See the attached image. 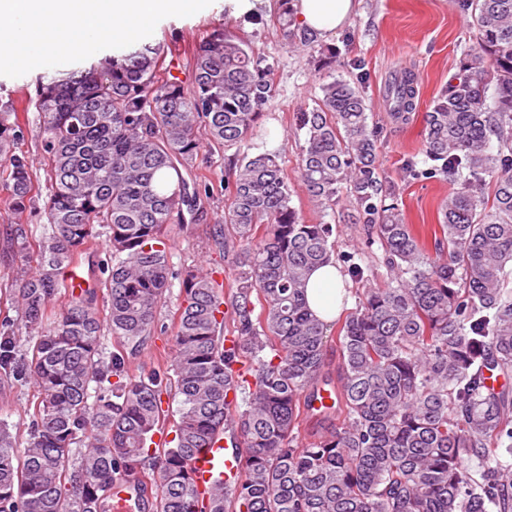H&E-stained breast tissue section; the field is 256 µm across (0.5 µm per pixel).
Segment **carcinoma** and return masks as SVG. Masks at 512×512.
I'll list each match as a JSON object with an SVG mask.
<instances>
[{"label":"carcinoma","instance_id":"carcinoma-1","mask_svg":"<svg viewBox=\"0 0 512 512\" xmlns=\"http://www.w3.org/2000/svg\"><path fill=\"white\" fill-rule=\"evenodd\" d=\"M292 0L276 23L288 47L312 43L293 27ZM476 29L459 70L425 113L421 154L403 178L456 183L440 205L434 252L413 233L395 184L377 165L383 129L361 81L336 74L331 51L321 97L296 113L305 132L299 178L322 216L346 191L366 246L379 244L385 271L365 251H337V225L306 222L279 155L248 143L275 94L272 66L250 42L213 30L193 56L186 84L143 45L39 81L50 173L35 238L6 229L17 268L14 299L29 336L21 347L0 322V381L31 383L38 400L26 447L0 419V512H112V485L154 488V512H512V393L483 384L484 371L512 372V0H459ZM414 73L385 85L389 119L410 120ZM212 146L236 148L219 184L228 197L213 238L235 252L230 292L210 273L175 268L167 226L199 220L182 170ZM17 113L0 111V181L14 216L36 187ZM105 236L104 304L94 289L70 290L63 269ZM336 258L362 286L338 328L336 423L305 443L326 366L327 326L305 301L311 272ZM180 281L173 354L163 369L128 374L127 358L157 326L165 292ZM234 334L220 335L227 317ZM117 344L112 350L108 340ZM248 391L245 400L238 393ZM177 400L170 440L154 436L163 396ZM235 445L239 473L209 489L189 463L218 435ZM486 463L481 480L469 461ZM151 470V485L143 480Z\"/></svg>","mask_w":512,"mask_h":512}]
</instances>
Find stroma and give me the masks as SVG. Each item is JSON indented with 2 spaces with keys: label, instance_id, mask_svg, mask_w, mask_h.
Instances as JSON below:
<instances>
[{
  "label": "stroma",
  "instance_id": "stroma-1",
  "mask_svg": "<svg viewBox=\"0 0 512 512\" xmlns=\"http://www.w3.org/2000/svg\"><path fill=\"white\" fill-rule=\"evenodd\" d=\"M275 9L274 0H266L258 10L259 21L247 22L231 15L224 0H215L206 13L160 20L146 42L163 47L167 69L185 82L191 79L195 50L220 27L245 37L273 66L275 98L259 118L253 142L265 151L271 148V136H278L279 143L274 148L294 191L293 203L311 223L319 222L320 215L299 180L304 133L297 129L294 116L315 106L321 95L320 50L326 46L335 48L337 58L351 64L350 69L344 70V77H363L374 119L383 129L377 156L379 168L388 180L397 182L407 223L426 249H433L439 205L453 184L446 179H403L402 165L421 149L423 117L450 76L457 72L459 45L475 38V30L457 0H358L355 12L342 27L329 36L317 38L298 53L289 52L286 37L274 24ZM402 69L414 72L418 97L413 121L396 125L388 117L383 89L390 75ZM39 79L36 72L15 78L0 75V110L18 112L23 128L19 151L30 159L33 177L44 188L49 177L42 129L37 112L29 105ZM202 204L208 213L207 222L172 229V261L182 270L212 269L218 279L231 282L233 257L213 240L209 230L218 214L223 213L225 199L217 194L203 199ZM180 302L178 289L166 292L157 311L162 329L155 332L147 346L130 356L127 364L130 374L155 367L163 353L170 351V326Z\"/></svg>",
  "mask_w": 512,
  "mask_h": 512
}]
</instances>
